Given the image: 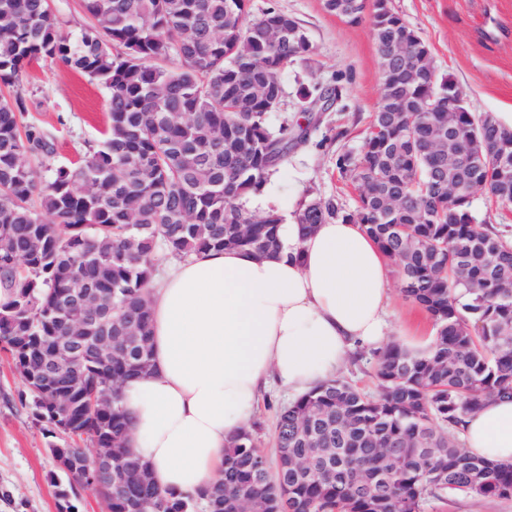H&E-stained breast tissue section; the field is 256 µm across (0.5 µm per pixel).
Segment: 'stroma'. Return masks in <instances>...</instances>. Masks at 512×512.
<instances>
[{"instance_id":"1","label":"stroma","mask_w":512,"mask_h":512,"mask_svg":"<svg viewBox=\"0 0 512 512\" xmlns=\"http://www.w3.org/2000/svg\"><path fill=\"white\" fill-rule=\"evenodd\" d=\"M394 10L425 40L437 77H452L477 113H512V0H391ZM294 17L306 32L311 51L280 75L281 103L272 125L310 118L309 138L298 146L283 171L273 178L272 199L280 214L298 210L304 198L336 195L353 209L356 193L336 169V154L358 152L369 117L382 92V74L370 19L349 24L329 14L323 0H251L250 18L268 7ZM342 77V97L325 112L303 114L300 87L326 86ZM28 120L56 137V162L66 163L103 139L108 92L89 78L32 64L23 81ZM396 290L395 323L415 329L400 337L430 343L428 314L401 295V276L390 269ZM24 385L11 360L0 352V512H61L60 491L73 480L61 471L52 447H72V440L42 419L30 403H21ZM423 512H512V498L465 495L428 500Z\"/></svg>"}]
</instances>
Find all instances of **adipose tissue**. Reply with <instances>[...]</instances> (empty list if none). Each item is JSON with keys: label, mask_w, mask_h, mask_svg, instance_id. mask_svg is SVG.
I'll return each mask as SVG.
<instances>
[{"label": "adipose tissue", "mask_w": 512, "mask_h": 512, "mask_svg": "<svg viewBox=\"0 0 512 512\" xmlns=\"http://www.w3.org/2000/svg\"><path fill=\"white\" fill-rule=\"evenodd\" d=\"M277 238L275 253L173 260L151 291L152 367L124 381L121 400L126 446L162 492L221 479L227 441L264 393L299 397L387 334L388 259L361 224L335 218L304 233L292 216ZM460 436L470 455L512 464V400H484Z\"/></svg>", "instance_id": "obj_1"}]
</instances>
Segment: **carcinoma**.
<instances>
[{
  "mask_svg": "<svg viewBox=\"0 0 512 512\" xmlns=\"http://www.w3.org/2000/svg\"><path fill=\"white\" fill-rule=\"evenodd\" d=\"M250 0H78L87 18L76 34L57 22L49 0H0V349L19 370L49 423L65 409L40 392L43 351L67 335L72 289L112 290V322L137 337L79 367L61 363L55 384L72 390V437L112 444L125 473L107 512H422L429 498L463 494L512 498V465L469 455L462 417L482 400L512 397V242L477 216L473 198L448 207L428 144L441 125L495 144L512 158V130L470 111L451 78L437 79L425 41L392 8L373 0L371 24L383 93L360 151L336 155L341 179L359 190L348 211L336 196L302 201L307 230L349 216L398 268L405 299L426 311L434 337L419 350L378 353L379 392L330 379L280 409L276 459L252 428L224 451V478L186 498L162 494L129 449V419L117 383L151 368L150 284L159 253L277 246L281 215L247 203L263 193L308 137L309 126L268 114L282 94L279 73L308 54L306 32L271 6L247 20ZM367 0H324L355 24ZM274 18L283 32L266 28ZM405 43L393 65L386 48ZM44 61L108 90L102 144L56 165V138L26 120L24 69ZM337 85L303 93L330 107ZM35 161L40 169L33 168ZM492 201L512 202V179L493 184ZM106 396L112 413L95 411Z\"/></svg>",
  "mask_w": 512,
  "mask_h": 512,
  "instance_id": "1",
  "label": "carcinoma"
}]
</instances>
